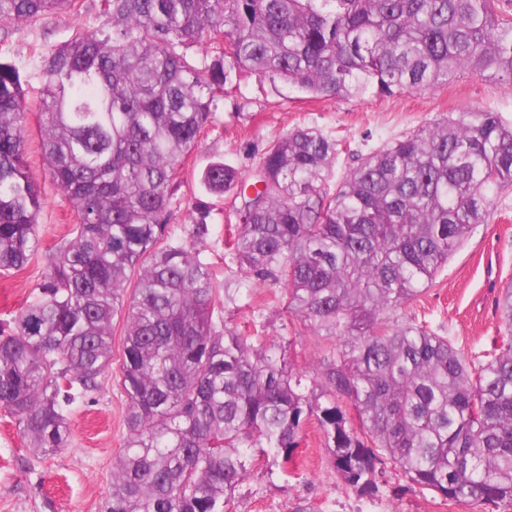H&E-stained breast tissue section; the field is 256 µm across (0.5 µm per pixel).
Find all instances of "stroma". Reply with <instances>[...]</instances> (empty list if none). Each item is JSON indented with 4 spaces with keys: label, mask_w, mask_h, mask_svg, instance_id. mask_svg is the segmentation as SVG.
Masks as SVG:
<instances>
[{
    "label": "stroma",
    "mask_w": 512,
    "mask_h": 512,
    "mask_svg": "<svg viewBox=\"0 0 512 512\" xmlns=\"http://www.w3.org/2000/svg\"><path fill=\"white\" fill-rule=\"evenodd\" d=\"M99 2L82 0L79 12L47 14L34 25L11 27L7 41L0 43V56L20 63L48 53L68 41L77 28L95 23ZM216 105V125L206 129L199 146L183 160L167 230L172 237L190 240L199 211L208 210L203 254L218 280L240 292L236 301L217 302V312L228 327L245 335L296 336L293 367L298 371L309 370L324 343L309 332L295 333L288 314L271 305L279 286L246 278L228 254L227 228L239 222L235 195L229 192L219 199L209 194L200 182L202 171L221 159L248 175L272 141L302 125L342 139L344 150L334 169L338 179L357 165L361 155L445 114L480 108L512 125V85L467 73L428 92L332 100L309 98L280 82L244 73ZM26 137L27 173L42 198L40 243L24 270L0 275V325L37 292L46 274V252L65 240L77 220L43 161L36 126H29ZM509 282L512 188L498 194L487 221L474 226L428 289L400 310L398 318L426 324L458 347L479 352L488 349L498 331L497 295ZM123 341L124 319L119 316L112 325L111 367L101 376L97 391L70 407L67 448L48 456L34 455L16 419L0 409V512H105L112 490V462L128 436V404L119 386ZM228 512H512V503L445 502L394 478L377 494L358 493L335 473L323 433L312 420L286 471L271 474L264 463H257Z\"/></svg>",
    "instance_id": "stroma-1"
}]
</instances>
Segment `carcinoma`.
<instances>
[{"label": "carcinoma", "mask_w": 512, "mask_h": 512, "mask_svg": "<svg viewBox=\"0 0 512 512\" xmlns=\"http://www.w3.org/2000/svg\"><path fill=\"white\" fill-rule=\"evenodd\" d=\"M77 0H0L7 26L72 13ZM318 99L432 91L460 73L512 83V21L494 0H101L96 23L46 55L0 59V273L38 246L26 172L23 83L37 78L43 157L77 216L46 256L39 293L0 328V408L30 447H66L68 407L112 365L129 430L107 512H224L255 457L289 461L316 419L352 489L388 462L445 501H512V283L503 331L482 354L391 314L424 293L512 187V126L468 110L373 149L330 185L340 140L297 126L252 173L211 163L201 183L236 191L229 248L277 303L327 343L313 376L294 336H244L214 317L220 289L196 239L166 234L184 157L241 73ZM138 281L128 290L130 273Z\"/></svg>", "instance_id": "cac0c4a2"}]
</instances>
